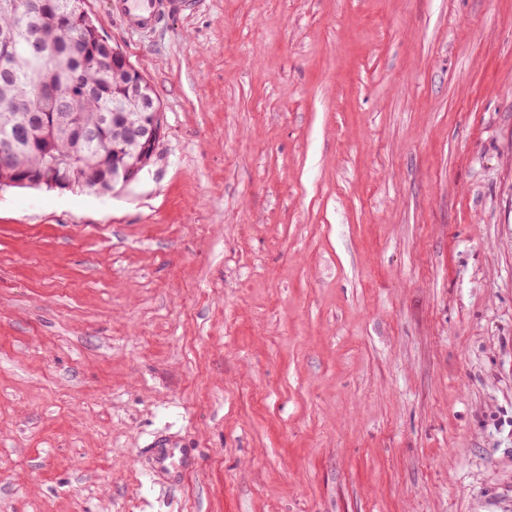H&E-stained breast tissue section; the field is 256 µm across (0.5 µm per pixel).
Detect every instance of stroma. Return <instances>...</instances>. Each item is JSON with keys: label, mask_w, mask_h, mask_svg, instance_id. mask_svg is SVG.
<instances>
[{"label": "stroma", "mask_w": 512, "mask_h": 512, "mask_svg": "<svg viewBox=\"0 0 512 512\" xmlns=\"http://www.w3.org/2000/svg\"><path fill=\"white\" fill-rule=\"evenodd\" d=\"M113 2L164 137L0 191V512H512V0ZM133 2L136 8H142L147 14L131 16L128 13L129 23L138 26L158 25L171 11L181 10L183 0H125ZM181 448L177 441L166 435H161L156 436L147 448H142V450L152 460L155 467L166 470V462L174 458L176 451L181 452Z\"/></svg>", "instance_id": "stroma-1"}]
</instances>
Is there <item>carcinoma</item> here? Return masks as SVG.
I'll use <instances>...</instances> for the list:
<instances>
[{
  "instance_id": "carcinoma-1",
  "label": "carcinoma",
  "mask_w": 512,
  "mask_h": 512,
  "mask_svg": "<svg viewBox=\"0 0 512 512\" xmlns=\"http://www.w3.org/2000/svg\"><path fill=\"white\" fill-rule=\"evenodd\" d=\"M75 0H53L54 8L5 12L0 9V141L13 139L11 158L0 162V189L15 186L12 172H34L49 164L72 171L92 170L96 181L77 189L94 194L112 191L116 160L112 127L129 113L144 112L155 97L152 87L136 88L112 60L115 47L99 21L88 12L75 17ZM39 98L31 110L25 99ZM34 128V148L16 137Z\"/></svg>"
}]
</instances>
